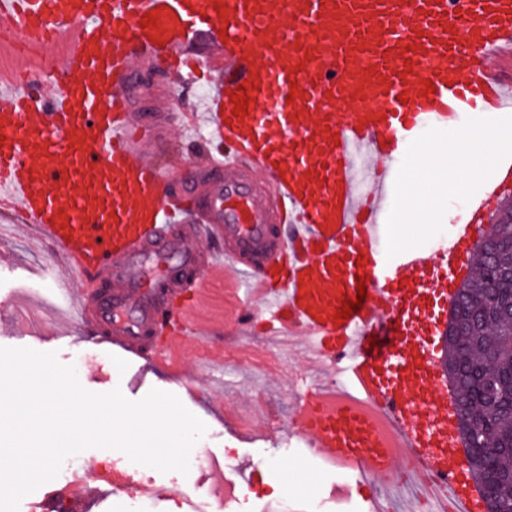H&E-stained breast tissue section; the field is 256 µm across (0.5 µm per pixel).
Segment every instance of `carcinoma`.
I'll return each mask as SVG.
<instances>
[{
  "label": "carcinoma",
  "instance_id": "cac0c4a2",
  "mask_svg": "<svg viewBox=\"0 0 512 512\" xmlns=\"http://www.w3.org/2000/svg\"><path fill=\"white\" fill-rule=\"evenodd\" d=\"M490 236L499 248L496 265L477 242L474 276L449 306L445 372L486 512H512V203L499 210Z\"/></svg>",
  "mask_w": 512,
  "mask_h": 512
}]
</instances>
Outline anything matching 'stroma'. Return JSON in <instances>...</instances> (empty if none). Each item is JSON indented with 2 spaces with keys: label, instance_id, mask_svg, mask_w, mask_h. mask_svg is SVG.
Segmentation results:
<instances>
[{
  "label": "stroma",
  "instance_id": "obj_1",
  "mask_svg": "<svg viewBox=\"0 0 512 512\" xmlns=\"http://www.w3.org/2000/svg\"><path fill=\"white\" fill-rule=\"evenodd\" d=\"M206 134L207 125L203 122L188 139L173 132L159 155L161 164L185 170L192 156L202 149ZM480 188L479 180L469 181L449 196L447 209L436 214L430 223L418 227L396 225L400 243L420 246L432 240L440 227L448 226L460 215L461 201ZM52 262V257L33 243L30 235L0 241V347L56 353L60 363L75 367L81 386L93 393L118 389L126 398L138 400L160 385L178 396L207 426L205 435L194 445L193 454L218 459L225 477L244 474L247 485L238 497L237 512H259L262 505L298 497L303 489L322 497L335 487V474L304 454L289 434L299 398L311 383L305 366L279 354L260 326L243 328L236 324L230 311L234 301L230 285L216 282L194 313L206 331L205 337L177 353L172 370L145 368L144 382L133 386L129 383L130 367L95 344L79 323L57 321L52 284L43 275ZM18 308L54 317V329L43 339L29 336L26 326L13 316ZM263 406L273 416L266 425L255 419ZM79 457L82 466L71 481L91 491L89 512H125V493H107L102 477L103 465L124 460V453L89 448ZM139 473L146 485L156 490V512H180L175 504L179 491H195L202 481L193 469L184 475L143 466Z\"/></svg>",
  "mask_w": 512,
  "mask_h": 512
}]
</instances>
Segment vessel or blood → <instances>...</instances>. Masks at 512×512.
Here are the masks:
<instances>
[{"instance_id": "vessel-or-blood-1", "label": "vessel or blood", "mask_w": 512, "mask_h": 512, "mask_svg": "<svg viewBox=\"0 0 512 512\" xmlns=\"http://www.w3.org/2000/svg\"><path fill=\"white\" fill-rule=\"evenodd\" d=\"M0 29L63 46L0 90V214L65 262L54 293L84 330L125 363L165 365L197 334L195 301L231 272L264 295L239 306L241 325L301 338L317 370L347 362L434 496L477 512L442 336L512 157L431 246L387 239L410 141L512 126V0H0ZM157 63L185 86L219 78L213 147L179 175L157 153L196 119L170 97L144 104L140 69ZM362 277L360 311L337 321ZM294 435L325 458L398 468L342 403Z\"/></svg>"}]
</instances>
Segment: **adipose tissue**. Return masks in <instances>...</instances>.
Instances as JSON below:
<instances>
[{
  "label": "adipose tissue",
  "instance_id": "obj_1",
  "mask_svg": "<svg viewBox=\"0 0 512 512\" xmlns=\"http://www.w3.org/2000/svg\"><path fill=\"white\" fill-rule=\"evenodd\" d=\"M493 137V131L488 129L467 130L461 133L458 146L441 143L418 157L416 167L430 172L433 182L421 190L408 187V205L402 214L403 223H428L437 197L455 189L460 179L477 170L494 167L496 155L489 146Z\"/></svg>",
  "mask_w": 512,
  "mask_h": 512
}]
</instances>
